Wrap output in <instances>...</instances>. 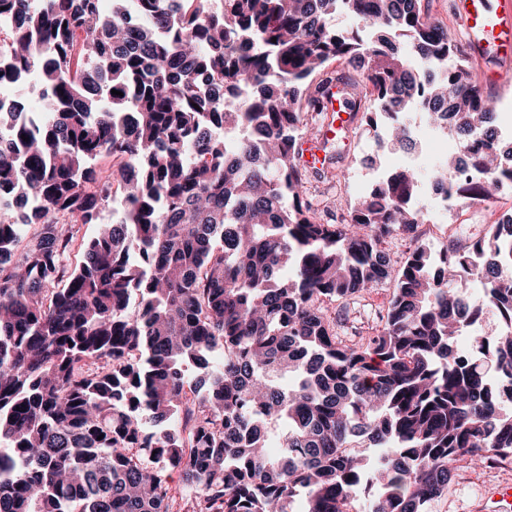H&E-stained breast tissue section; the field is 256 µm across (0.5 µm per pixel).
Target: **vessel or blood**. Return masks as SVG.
<instances>
[{"instance_id":"b4317fda","label":"vessel or blood","mask_w":512,"mask_h":512,"mask_svg":"<svg viewBox=\"0 0 512 512\" xmlns=\"http://www.w3.org/2000/svg\"><path fill=\"white\" fill-rule=\"evenodd\" d=\"M453 7L464 42L481 65L483 84L490 91L501 90L500 75L512 70V0H455ZM323 101L326 119L321 137L298 143L299 163L306 169L325 165L324 141L352 125L342 99L327 95ZM475 512H512V488H488Z\"/></svg>"}]
</instances>
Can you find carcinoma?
<instances>
[{
	"mask_svg": "<svg viewBox=\"0 0 512 512\" xmlns=\"http://www.w3.org/2000/svg\"><path fill=\"white\" fill-rule=\"evenodd\" d=\"M42 2L0 0L42 84L0 105V512H176L171 470L192 512H427L459 458L512 456V216L432 247L405 168L321 223L296 161L341 59L379 144L425 112L495 195L496 96L421 0ZM384 286L381 328L340 335L329 306Z\"/></svg>",
	"mask_w": 512,
	"mask_h": 512,
	"instance_id": "obj_1",
	"label": "carcinoma"
}]
</instances>
